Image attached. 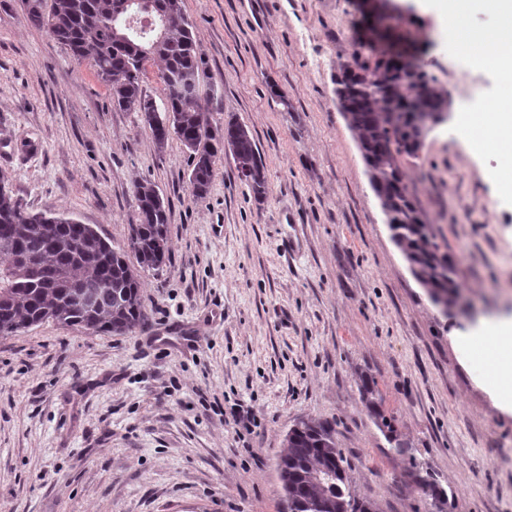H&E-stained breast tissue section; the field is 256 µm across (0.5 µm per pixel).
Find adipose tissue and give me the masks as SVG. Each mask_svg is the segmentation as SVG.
<instances>
[{
    "mask_svg": "<svg viewBox=\"0 0 512 512\" xmlns=\"http://www.w3.org/2000/svg\"><path fill=\"white\" fill-rule=\"evenodd\" d=\"M449 40L455 41L468 63L483 66L495 63L505 74L499 96L489 109L471 115L462 114L464 123L477 125L482 143L498 148L503 156L500 172L502 181L512 180V33L469 36L462 18L472 8L479 7L500 18L512 20V0H437ZM482 338L493 344L497 365L495 375L488 377L491 389H498L503 379L512 377V320L491 322Z\"/></svg>",
    "mask_w": 512,
    "mask_h": 512,
    "instance_id": "obj_1",
    "label": "adipose tissue"
}]
</instances>
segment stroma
<instances>
[{
  "label": "stroma",
  "mask_w": 512,
  "mask_h": 512,
  "mask_svg": "<svg viewBox=\"0 0 512 512\" xmlns=\"http://www.w3.org/2000/svg\"><path fill=\"white\" fill-rule=\"evenodd\" d=\"M183 5L215 78L201 103L249 130L263 201L228 154L193 198L180 140L157 148L91 62L0 0V178L118 250L134 185L151 181L171 242L170 266L142 275L134 332L50 321L0 336V512H280L278 457L307 418L335 429L350 491L378 512H512V380L487 386L476 341L512 317V191L499 150L475 149L458 121L496 101L504 74L468 66L429 0H386L381 21L372 0ZM386 52L450 93V120L402 162L456 262L445 313L392 241L336 102L341 64Z\"/></svg>",
  "instance_id": "35a3bbf8"
}]
</instances>
